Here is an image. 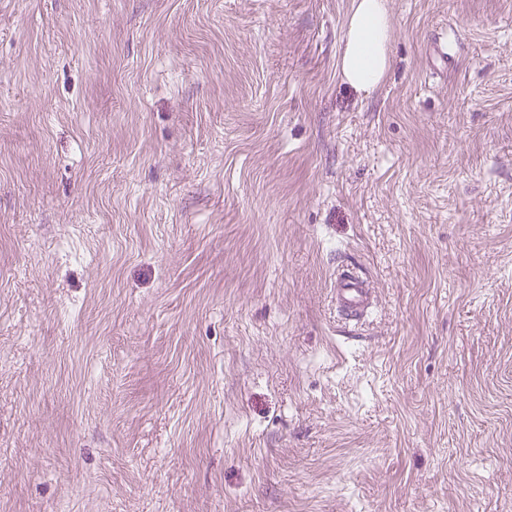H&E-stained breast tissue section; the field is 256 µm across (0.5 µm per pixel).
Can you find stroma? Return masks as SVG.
Returning <instances> with one entry per match:
<instances>
[{
  "mask_svg": "<svg viewBox=\"0 0 512 512\" xmlns=\"http://www.w3.org/2000/svg\"><path fill=\"white\" fill-rule=\"evenodd\" d=\"M385 2L0 0V512H512V0ZM391 39L385 0H353L340 60L344 79L366 93L378 88L389 69ZM332 301L345 323L354 325L369 314L374 304L368 280L350 265L341 267L336 273Z\"/></svg>",
  "mask_w": 512,
  "mask_h": 512,
  "instance_id": "obj_1",
  "label": "stroma"
}]
</instances>
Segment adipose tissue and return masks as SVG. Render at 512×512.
<instances>
[{
	"label": "adipose tissue",
	"instance_id": "adipose-tissue-1",
	"mask_svg": "<svg viewBox=\"0 0 512 512\" xmlns=\"http://www.w3.org/2000/svg\"><path fill=\"white\" fill-rule=\"evenodd\" d=\"M391 39L385 0H353L340 60L344 79L366 93L378 88L389 69Z\"/></svg>",
	"mask_w": 512,
	"mask_h": 512
}]
</instances>
